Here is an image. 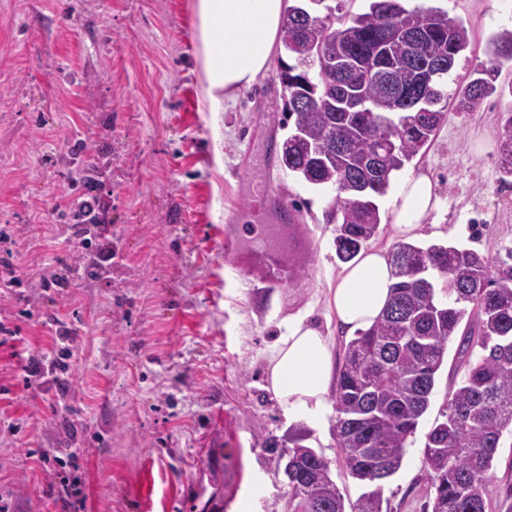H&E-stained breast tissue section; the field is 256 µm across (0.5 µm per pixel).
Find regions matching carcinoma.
<instances>
[{
  "mask_svg": "<svg viewBox=\"0 0 512 512\" xmlns=\"http://www.w3.org/2000/svg\"><path fill=\"white\" fill-rule=\"evenodd\" d=\"M288 6L282 43L295 64L281 62L283 112L292 122L283 167L315 188L333 190L336 257L346 263L379 234V199L394 174L429 144L447 119L478 111L498 90L512 60V31L493 35L486 59L469 81L444 91L445 78L470 46L463 22L439 8L409 9L405 0H369L365 11L311 24L308 4ZM420 19L425 36L377 51L384 28ZM438 64L425 100L394 102L389 76L406 66ZM500 182L512 184V110L502 113ZM396 282L380 318L344 347L333 392L338 464L369 482L357 512H381V482L401 467L407 439L431 404L448 343L460 336L470 357L448 389L447 411L426 434L425 469L434 489L431 512H487L484 486L505 435H512V253L494 262L450 244L396 242L390 250ZM283 474L293 512H345L320 455L295 442Z\"/></svg>",
  "mask_w": 512,
  "mask_h": 512,
  "instance_id": "carcinoma-1",
  "label": "carcinoma"
}]
</instances>
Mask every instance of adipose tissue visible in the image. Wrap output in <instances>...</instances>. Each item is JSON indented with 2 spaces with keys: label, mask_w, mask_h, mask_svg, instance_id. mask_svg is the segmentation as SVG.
<instances>
[{
  "label": "adipose tissue",
  "mask_w": 512,
  "mask_h": 512,
  "mask_svg": "<svg viewBox=\"0 0 512 512\" xmlns=\"http://www.w3.org/2000/svg\"><path fill=\"white\" fill-rule=\"evenodd\" d=\"M287 8L286 0H194V58L207 111H223L226 102L269 71ZM438 204L429 174L406 177L391 201L394 235H417ZM394 281L382 249L364 252L345 266L328 299L337 330L352 336L368 329L386 308ZM267 371L269 388L289 420L324 424L334 382L328 335L306 319L291 322L270 350Z\"/></svg>",
  "instance_id": "ef3b65f1"
}]
</instances>
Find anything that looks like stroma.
I'll return each instance as SVG.
<instances>
[{
	"label": "stroma",
	"mask_w": 512,
	"mask_h": 512,
	"mask_svg": "<svg viewBox=\"0 0 512 512\" xmlns=\"http://www.w3.org/2000/svg\"><path fill=\"white\" fill-rule=\"evenodd\" d=\"M192 0H0V497L10 512H291L278 457L293 435L329 460L332 427L288 422L267 354L289 320L325 317L335 255L331 194L280 165L289 132L278 67L224 112L200 103ZM463 21L467 82L512 0H426ZM449 112L433 143L391 181L428 172L439 208L422 244L493 260L512 251V186L499 182L501 112ZM104 203L97 252L70 249L67 205ZM296 221L287 224L281 197ZM499 212L498 224L479 220ZM280 224L277 243L247 232ZM73 341L55 386L26 389L23 365L51 363L57 325ZM466 365L449 344L431 405L384 485L382 512H431L426 434ZM74 454L85 504L63 506L42 452ZM492 512L512 506V446L487 475Z\"/></svg>",
	"instance_id": "obj_1"
}]
</instances>
